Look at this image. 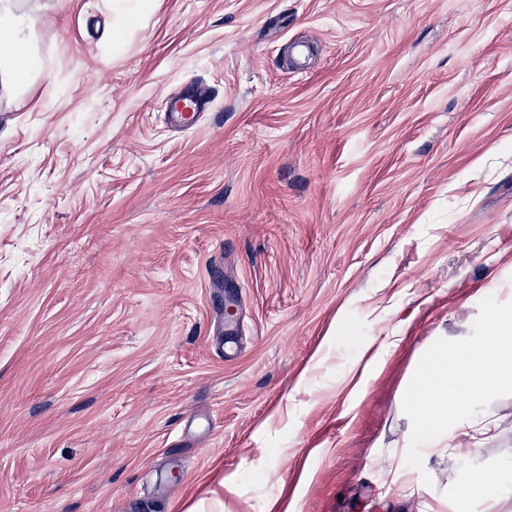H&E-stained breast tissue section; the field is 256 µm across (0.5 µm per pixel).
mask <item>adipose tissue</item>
I'll use <instances>...</instances> for the list:
<instances>
[{"instance_id": "1", "label": "adipose tissue", "mask_w": 512, "mask_h": 512, "mask_svg": "<svg viewBox=\"0 0 512 512\" xmlns=\"http://www.w3.org/2000/svg\"><path fill=\"white\" fill-rule=\"evenodd\" d=\"M42 8L41 0H0V98L25 93L36 79L34 26ZM507 391H512V305L501 303L486 309L479 335L435 343L412 378L402 410L422 461L451 439L465 437L474 445L491 440L484 407ZM500 471L497 479L478 470L462 475L454 512H468L479 498L500 507L511 503L512 462L502 463Z\"/></svg>"}]
</instances>
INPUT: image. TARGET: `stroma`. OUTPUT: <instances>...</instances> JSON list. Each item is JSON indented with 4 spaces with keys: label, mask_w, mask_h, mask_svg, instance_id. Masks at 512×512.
<instances>
[{
    "label": "stroma",
    "mask_w": 512,
    "mask_h": 512,
    "mask_svg": "<svg viewBox=\"0 0 512 512\" xmlns=\"http://www.w3.org/2000/svg\"><path fill=\"white\" fill-rule=\"evenodd\" d=\"M43 3L0 98V512H422L512 457L508 392L484 447L389 461L422 351L512 290V0ZM201 93L178 92L170 94L166 102V113L172 122L182 128L194 125L204 105Z\"/></svg>",
    "instance_id": "stroma-1"
}]
</instances>
